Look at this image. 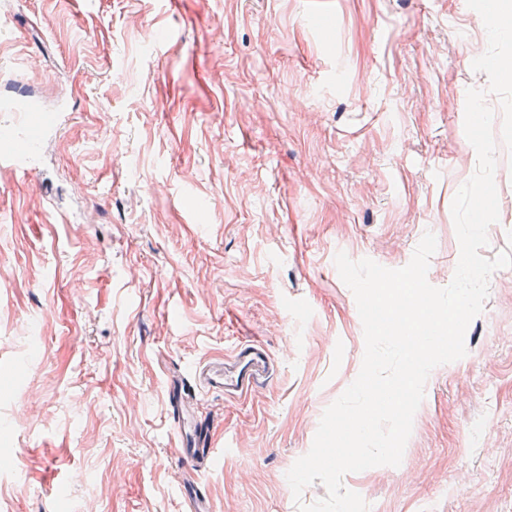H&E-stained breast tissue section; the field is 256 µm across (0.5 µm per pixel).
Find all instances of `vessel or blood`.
Here are the masks:
<instances>
[{
  "label": "vessel or blood",
  "mask_w": 512,
  "mask_h": 512,
  "mask_svg": "<svg viewBox=\"0 0 512 512\" xmlns=\"http://www.w3.org/2000/svg\"><path fill=\"white\" fill-rule=\"evenodd\" d=\"M34 144L29 137L13 134L0 148V169L27 173L33 160ZM271 358L266 349L251 340H238L224 360L199 367L192 376L171 380L168 402L177 424L182 478L180 498L187 512H210L200 480L203 464L213 455L209 420H190L201 392H221L232 397L250 393L269 376Z\"/></svg>",
  "instance_id": "b4317fda"
}]
</instances>
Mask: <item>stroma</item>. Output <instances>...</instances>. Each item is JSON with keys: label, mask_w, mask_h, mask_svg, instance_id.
Segmentation results:
<instances>
[{"label": "stroma", "mask_w": 512, "mask_h": 512, "mask_svg": "<svg viewBox=\"0 0 512 512\" xmlns=\"http://www.w3.org/2000/svg\"><path fill=\"white\" fill-rule=\"evenodd\" d=\"M487 48L466 0H0V89L67 113L0 170V512H182L168 377L241 337L273 372L202 399L211 512H298L286 473L365 350L335 256L399 268L429 231L451 282L468 89L502 134ZM496 162L489 259L512 254ZM465 343L400 466L344 476L372 512H512V267Z\"/></svg>", "instance_id": "35a3bbf8"}]
</instances>
